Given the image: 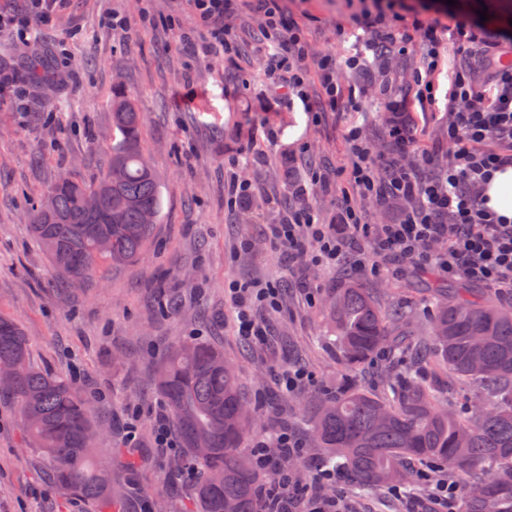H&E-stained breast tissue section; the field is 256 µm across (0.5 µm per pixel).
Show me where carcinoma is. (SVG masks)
<instances>
[{"mask_svg": "<svg viewBox=\"0 0 512 512\" xmlns=\"http://www.w3.org/2000/svg\"><path fill=\"white\" fill-rule=\"evenodd\" d=\"M112 143L107 170L86 183L62 176L46 192L54 208L31 210L30 229L64 282L86 281L102 260L114 266L139 260L154 241L163 211L161 181L142 146L134 99L112 96ZM112 194V215L91 213L85 195ZM155 223H142L143 214ZM161 313L181 299L158 285ZM432 307L422 336L397 306H381L357 283L335 291L329 332L349 378L311 420L324 467L342 466L362 490L401 487L411 464L445 467L464 488L459 512H512V301H493L473 288H449L429 277ZM387 349L394 371L386 395L362 390L350 377ZM0 389L19 404L30 444L54 461L50 478L112 512L122 488L92 455L98 428L90 400L72 382L31 365L20 326L0 317ZM465 381L486 407L448 412L446 390ZM155 385L167 403L183 451L175 471L197 474L200 512H257L259 477L245 449L255 409L244 400L224 350L196 342L173 346L159 362Z\"/></svg>", "mask_w": 512, "mask_h": 512, "instance_id": "obj_1", "label": "carcinoma"}]
</instances>
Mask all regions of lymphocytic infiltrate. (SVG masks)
Returning <instances> with one entry per match:
<instances>
[{"mask_svg":"<svg viewBox=\"0 0 512 512\" xmlns=\"http://www.w3.org/2000/svg\"><path fill=\"white\" fill-rule=\"evenodd\" d=\"M60 0H26L24 11L0 13V34L29 43L38 29L49 27ZM235 0H194L198 36L215 57H224L231 45L224 33V17ZM269 44L265 72L269 83L288 95L306 100L305 45L297 32H285L272 0H260ZM366 29L375 31L392 20L400 23L402 44L421 43L427 50L424 66L411 85L421 105L434 100L432 72L438 66L441 41H448L454 55L470 59L467 67L449 72V98L459 110L448 123V164L431 170L429 153L418 152L414 125L406 101L400 95H385L383 107L390 119L387 137L396 145L397 156L375 152L358 130L348 140L353 162L347 181L353 193L378 201L390 196L412 200V207L394 224H365L359 213L342 206L339 223L319 224L312 205L291 211L284 224L268 227V240L290 257L301 258L329 269L345 262L349 241L363 240L369 246L367 267L381 275L389 255L407 264L435 268L448 279H466L476 284L512 288V224L489 210L483 191L497 170L512 166V39L493 38L496 24L469 11L451 12L442 23L439 0H361ZM417 153L415 164L403 155ZM228 293L238 308L241 335L262 339L265 325L254 318L251 306L276 307L279 291L275 284H229ZM278 448L289 457H300L304 442L290 431L276 434L273 441L258 439L250 448L255 469L269 472L262 492L264 512H292L306 503L307 512H343L342 499L335 494L337 475L326 469L313 473L312 485L320 497H308L292 474L276 467L270 453Z\"/></svg>","mask_w":512,"mask_h":512,"instance_id":"f902f5d3","label":"lymphocytic infiltrate"}]
</instances>
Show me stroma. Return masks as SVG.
<instances>
[{
    "instance_id": "1",
    "label": "stroma",
    "mask_w": 512,
    "mask_h": 512,
    "mask_svg": "<svg viewBox=\"0 0 512 512\" xmlns=\"http://www.w3.org/2000/svg\"><path fill=\"white\" fill-rule=\"evenodd\" d=\"M286 22L299 26L308 46L307 66L335 54L343 86L355 90L357 108L325 110L313 121L305 100L322 88L309 77L306 99L270 90L264 75L263 16L256 0H237L224 23L231 30L229 58L209 55L180 37L191 27L190 0H62L52 27L25 46L0 37V71L17 76L33 57L51 58V89L28 90V107L0 105V316L15 320L39 369L73 379L90 398L102 424L99 457L112 463V478L125 488L121 512H196L194 482L170 478L177 450L155 447L151 421L160 395L153 368L174 345L216 343L236 369L249 400L262 411L252 438L270 439L290 429L317 453L309 426L320 398L334 394L343 370L337 355L319 342L328 328L327 301L349 277L386 304L401 305L411 324L425 328L420 297L425 282L408 264L389 258L386 272L371 276L357 261L364 248L346 247L348 260L323 270L292 261L264 241L268 225L288 217L286 200L298 173H321L317 219L337 221L351 157L346 134L359 128L378 153L394 149L385 133L380 88L399 93L421 66L424 50L385 54L346 68L359 48L349 0H276ZM128 16L129 28L112 29L110 15ZM428 112L409 108L417 140L443 165L448 161V60L432 76ZM121 88L144 115V151L159 174L163 218L154 243L127 266L101 264L86 285L64 288L49 258L29 231L30 211L46 188L67 174L85 182L106 170L112 145V91ZM245 191L232 195L233 185ZM168 280L184 303L175 314L158 311L150 287ZM276 283L278 311L265 313L277 344L240 336L237 309L224 288ZM298 365L313 386L293 392L275 370ZM139 407L135 469L127 467L128 407ZM51 461L33 448L18 422L15 402L0 397V512H95L93 503L48 477ZM346 512H408L409 495L361 492L341 482Z\"/></svg>"
}]
</instances>
